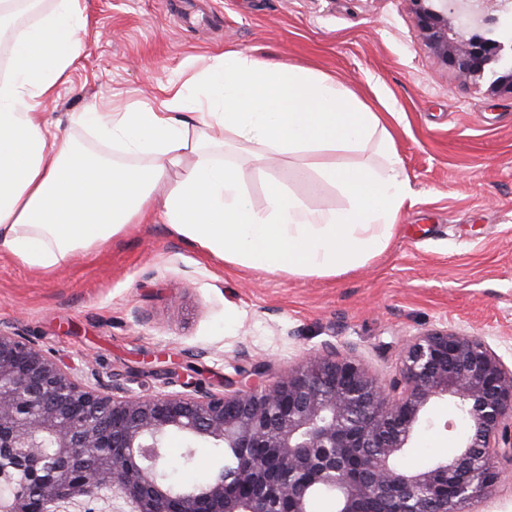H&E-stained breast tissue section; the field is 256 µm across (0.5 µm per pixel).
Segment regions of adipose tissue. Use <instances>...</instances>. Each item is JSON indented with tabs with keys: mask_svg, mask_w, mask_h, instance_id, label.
<instances>
[{
	"mask_svg": "<svg viewBox=\"0 0 512 512\" xmlns=\"http://www.w3.org/2000/svg\"><path fill=\"white\" fill-rule=\"evenodd\" d=\"M16 0H0V32L14 30L10 70L0 76V247L49 274L78 252L110 243L128 225L162 216L171 232L214 260L291 276H330L382 253L410 194L381 119L336 79L313 69L268 67L229 50L187 86H164L155 107L74 116L96 139L137 157L120 164L47 135L40 100L77 59L87 22L79 0H55L36 23L15 29ZM377 141L381 164L356 168L342 154ZM254 160L314 155L318 184L347 204L315 210L279 181L254 208L225 149Z\"/></svg>",
	"mask_w": 512,
	"mask_h": 512,
	"instance_id": "adipose-tissue-1",
	"label": "adipose tissue"
}]
</instances>
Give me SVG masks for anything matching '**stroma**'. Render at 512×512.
<instances>
[{
    "mask_svg": "<svg viewBox=\"0 0 512 512\" xmlns=\"http://www.w3.org/2000/svg\"><path fill=\"white\" fill-rule=\"evenodd\" d=\"M80 8L82 52L40 109L87 149L103 146L73 115L157 104L170 82L198 92L193 76L224 51L244 50L323 72L384 114L411 199L386 251L332 277L223 264L159 220L129 225L48 277L0 251V323L136 395L177 391L185 379L231 391L257 363L275 380L328 344L390 382L405 340L432 329L484 339L512 367V99L437 65L408 0H80ZM307 164L243 165L254 207L266 206L272 179L312 208L344 207L336 187L314 197L307 180L292 178ZM466 423L454 404L434 401L399 468L451 458ZM167 446L158 468L175 482L209 478L223 459L202 439L175 434Z\"/></svg>",
    "mask_w": 512,
    "mask_h": 512,
    "instance_id": "obj_1",
    "label": "stroma"
}]
</instances>
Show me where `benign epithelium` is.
Listing matches in <instances>:
<instances>
[{"instance_id":"1","label":"benign epithelium","mask_w":512,"mask_h":512,"mask_svg":"<svg viewBox=\"0 0 512 512\" xmlns=\"http://www.w3.org/2000/svg\"><path fill=\"white\" fill-rule=\"evenodd\" d=\"M420 38L434 60L490 97L512 96V40L491 36L512 0H409ZM266 367L244 372L236 390L117 396L82 380L14 329L0 326V448L19 461L58 448L49 476L38 480L47 512H61L59 493L85 501L112 485L113 512H168L178 497L193 512L200 498L215 512H310L314 493L336 492V512H361L371 495L383 512H466L498 479L495 462L512 464V367L482 339L435 330L410 340L400 378L382 384L363 363L333 346L264 383ZM449 398L471 421L451 461L404 471L395 461L411 444L435 398ZM180 433L236 448L230 478L219 474L191 495L152 480L168 436ZM112 465H88L98 449ZM268 448L270 457H248ZM0 512H25L26 495L3 480ZM448 486L452 496L441 495Z\"/></svg>"}]
</instances>
